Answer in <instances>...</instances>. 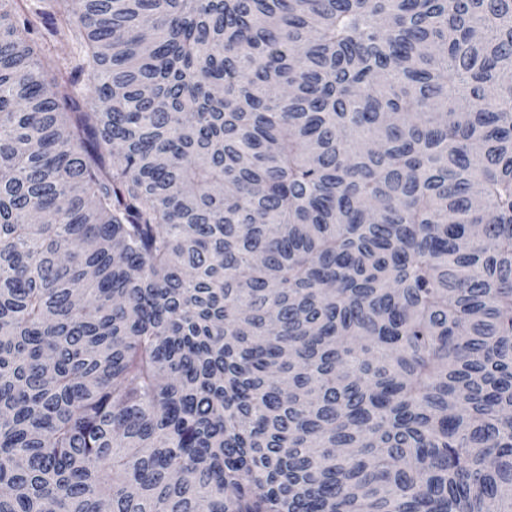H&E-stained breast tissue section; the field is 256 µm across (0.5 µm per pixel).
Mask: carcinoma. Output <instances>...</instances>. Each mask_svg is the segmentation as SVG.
I'll return each instance as SVG.
<instances>
[{"instance_id":"obj_1","label":"carcinoma","mask_w":512,"mask_h":512,"mask_svg":"<svg viewBox=\"0 0 512 512\" xmlns=\"http://www.w3.org/2000/svg\"><path fill=\"white\" fill-rule=\"evenodd\" d=\"M0 512H512V0H0Z\"/></svg>"}]
</instances>
